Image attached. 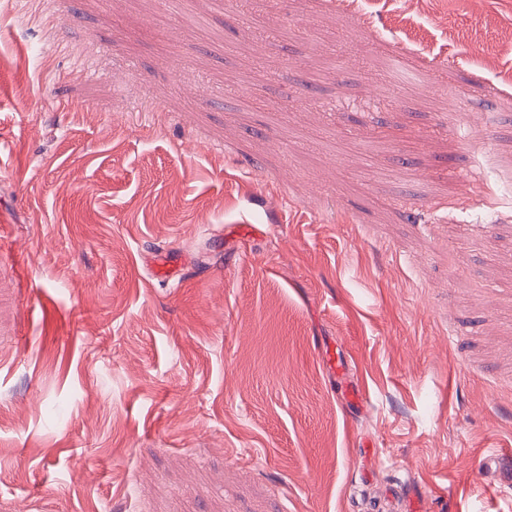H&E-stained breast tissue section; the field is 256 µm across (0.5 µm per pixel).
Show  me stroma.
I'll return each mask as SVG.
<instances>
[{"label": "stroma", "mask_w": 512, "mask_h": 512, "mask_svg": "<svg viewBox=\"0 0 512 512\" xmlns=\"http://www.w3.org/2000/svg\"><path fill=\"white\" fill-rule=\"evenodd\" d=\"M356 2L0 0V512H512V0ZM327 365L331 373L340 380V392L346 403L355 409L363 410L367 403L365 388L360 383L353 384L346 379L345 360L337 353V348L336 360L334 357H329L327 359Z\"/></svg>", "instance_id": "1"}]
</instances>
